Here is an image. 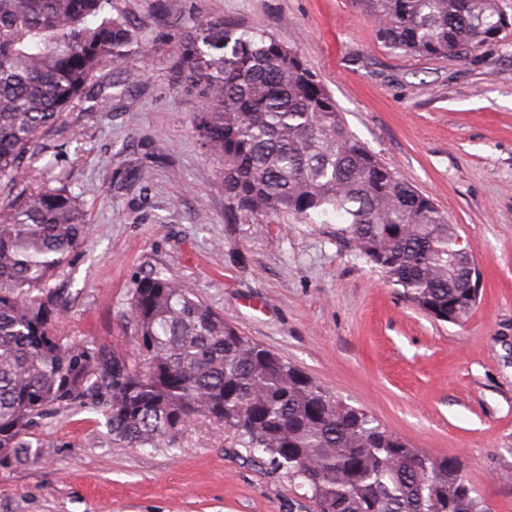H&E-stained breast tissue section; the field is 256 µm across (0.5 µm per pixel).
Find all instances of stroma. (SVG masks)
<instances>
[{
	"label": "stroma",
	"mask_w": 512,
	"mask_h": 512,
	"mask_svg": "<svg viewBox=\"0 0 512 512\" xmlns=\"http://www.w3.org/2000/svg\"><path fill=\"white\" fill-rule=\"evenodd\" d=\"M148 48L138 81L72 112L37 166L80 194L91 229L68 270L59 329L134 347L130 291L161 271L336 400L413 448L457 458L492 512H512V31L460 57L382 45L364 0H112ZM298 49L352 134L458 228L481 274L463 324L434 320L314 224L224 220L222 163L192 128L198 96L173 79L199 20ZM50 462L0 477V512H314L287 475L196 420L178 448H117L104 419L45 428Z\"/></svg>",
	"instance_id": "stroma-1"
}]
</instances>
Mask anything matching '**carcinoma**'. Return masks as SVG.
I'll return each mask as SVG.
<instances>
[{"label":"carcinoma","mask_w":512,"mask_h":512,"mask_svg":"<svg viewBox=\"0 0 512 512\" xmlns=\"http://www.w3.org/2000/svg\"><path fill=\"white\" fill-rule=\"evenodd\" d=\"M392 50L460 56L512 29L497 0H366ZM112 0H0V475L49 460L43 428L68 410L103 416L119 448H176L197 418L262 454L315 512H488L455 458H434L362 409L333 399L164 273L135 283L136 350L56 330L66 269L88 233L84 204L31 168L68 112L107 104L99 78L136 82L134 30ZM211 26L182 37L176 84L196 91L194 128L224 166L225 219L312 224L336 234L414 306L462 324L478 294L463 285L457 228L347 128L299 51L260 31L210 58ZM90 106H85V103Z\"/></svg>","instance_id":"cac0c4a2"}]
</instances>
